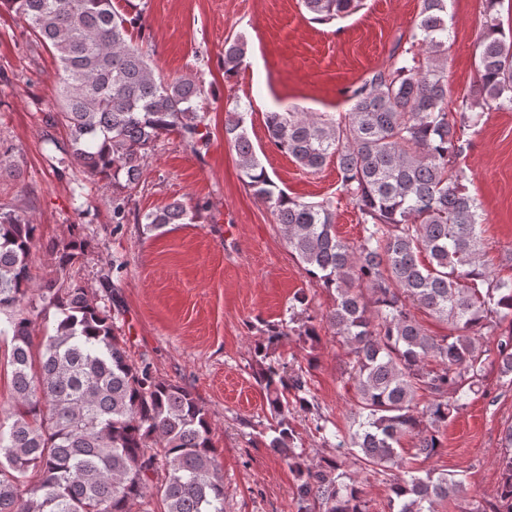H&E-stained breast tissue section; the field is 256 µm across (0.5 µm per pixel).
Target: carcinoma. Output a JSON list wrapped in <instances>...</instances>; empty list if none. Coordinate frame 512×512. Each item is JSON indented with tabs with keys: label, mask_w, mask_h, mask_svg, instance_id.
<instances>
[{
	"label": "carcinoma",
	"mask_w": 512,
	"mask_h": 512,
	"mask_svg": "<svg viewBox=\"0 0 512 512\" xmlns=\"http://www.w3.org/2000/svg\"><path fill=\"white\" fill-rule=\"evenodd\" d=\"M503 0H486L476 88L448 111L447 0H423L407 47L389 67L348 90L351 108L336 114L268 112L271 144L300 167L334 161L343 192L360 214L362 237L336 235L333 203L288 195L269 176L247 135V112L226 110L224 138L253 195L273 212L306 274L333 297L326 314L347 349L343 374L354 390L355 429L341 438L316 421L324 447L350 448L309 464L296 452L288 415L315 408L302 369L272 359L287 336L319 341L317 316L298 327L271 324L256 348V379L277 419L268 447L298 478V512H369L349 459L378 473L399 465L400 439L416 438L414 457L439 453V429L480 391L488 370L512 383V276L482 260L478 206L457 166L464 131L483 114L512 111V40L498 16ZM29 36L60 65L61 110L52 122L68 136L67 156L89 177L112 180V223L128 220L125 189L141 158L173 132L192 147L207 143L200 81L167 80L131 42L141 13L112 0H0ZM320 22L354 13L362 0H301ZM246 42L225 43L224 75L244 63ZM193 215L173 202L144 215L158 229ZM38 225L0 207V337L6 343L15 400L0 420V512H224V479L207 410L187 389L135 360L116 333L112 310L66 276L84 251L76 238L54 250L59 275L40 285V310L23 300ZM424 309L448 327L431 336L416 320ZM54 314L53 333L34 345L32 315ZM494 338L487 351L481 341ZM434 358L442 368L433 369ZM429 397L417 409L415 397ZM496 502L462 512H512V424L500 437ZM396 512H435L437 502L466 494L463 480L408 468L392 474Z\"/></svg>",
	"instance_id": "obj_1"
}]
</instances>
